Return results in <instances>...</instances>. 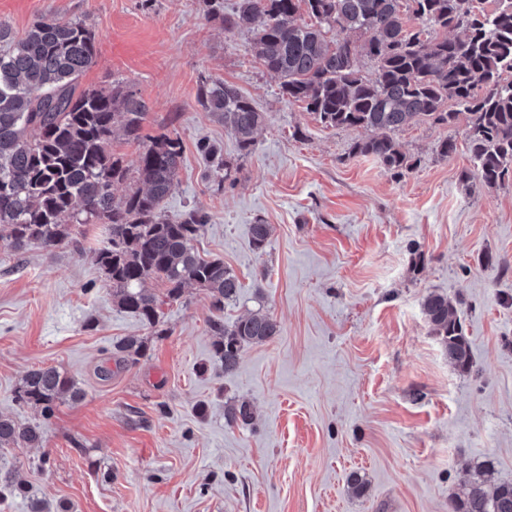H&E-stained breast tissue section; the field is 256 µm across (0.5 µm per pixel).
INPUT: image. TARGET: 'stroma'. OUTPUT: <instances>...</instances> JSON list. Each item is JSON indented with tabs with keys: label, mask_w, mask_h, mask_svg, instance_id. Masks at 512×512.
<instances>
[{
	"label": "stroma",
	"mask_w": 512,
	"mask_h": 512,
	"mask_svg": "<svg viewBox=\"0 0 512 512\" xmlns=\"http://www.w3.org/2000/svg\"><path fill=\"white\" fill-rule=\"evenodd\" d=\"M41 16L95 31L82 86L130 81L150 106L144 134L177 133L165 214H206L194 248L241 284L225 321L260 309L279 333L247 346L228 375L205 291L163 306L162 336L113 306L95 262L102 225L78 251L0 241V415L44 431L42 447L5 450L18 482L51 512H448L484 460L512 481V178L461 182L471 166L461 127L397 132L413 164L398 175L356 153L366 130L323 127L283 97L248 35L225 33L205 0H0L15 37ZM204 77L264 112L252 154L197 104ZM445 139L457 150L444 159ZM202 140L221 148L235 186L208 177ZM258 220L271 226L261 252ZM431 293L456 307L470 372L449 364L432 331ZM126 336L146 338V356L100 379ZM49 365L83 395L46 419L17 391ZM239 399L254 420L227 426L224 408ZM354 471L360 495L347 484Z\"/></svg>",
	"instance_id": "obj_1"
}]
</instances>
